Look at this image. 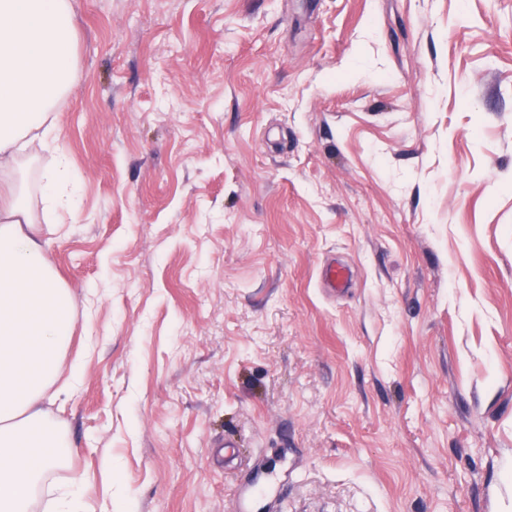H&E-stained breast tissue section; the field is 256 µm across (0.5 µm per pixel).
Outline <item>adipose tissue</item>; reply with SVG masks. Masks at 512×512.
I'll return each instance as SVG.
<instances>
[{
	"instance_id": "ef3b65f1",
	"label": "adipose tissue",
	"mask_w": 512,
	"mask_h": 512,
	"mask_svg": "<svg viewBox=\"0 0 512 512\" xmlns=\"http://www.w3.org/2000/svg\"><path fill=\"white\" fill-rule=\"evenodd\" d=\"M76 70L71 0H0V512H33L36 489L70 454L41 407L70 343L72 295L43 237L42 214L72 210L68 159L24 188L31 142L58 139L53 110Z\"/></svg>"
}]
</instances>
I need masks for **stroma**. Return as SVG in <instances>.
<instances>
[{"label": "stroma", "mask_w": 512, "mask_h": 512, "mask_svg": "<svg viewBox=\"0 0 512 512\" xmlns=\"http://www.w3.org/2000/svg\"><path fill=\"white\" fill-rule=\"evenodd\" d=\"M72 6L34 512H512V0ZM81 498V485L73 480L60 489L58 496L53 500L51 509L54 512H83L79 511Z\"/></svg>", "instance_id": "obj_1"}]
</instances>
